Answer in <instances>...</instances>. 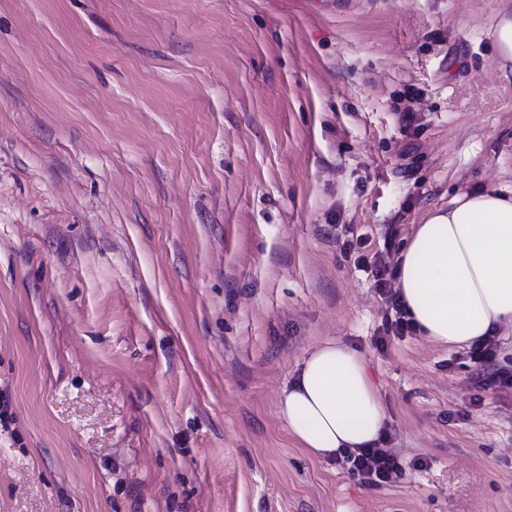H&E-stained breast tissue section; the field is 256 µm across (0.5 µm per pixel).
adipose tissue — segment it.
I'll list each match as a JSON object with an SVG mask.
<instances>
[{
    "label": "adipose tissue",
    "mask_w": 512,
    "mask_h": 512,
    "mask_svg": "<svg viewBox=\"0 0 512 512\" xmlns=\"http://www.w3.org/2000/svg\"><path fill=\"white\" fill-rule=\"evenodd\" d=\"M398 279L410 318L434 342L469 344L512 326V189L463 193L432 211L402 253ZM279 415L320 459L374 447L388 422L363 355L335 340L303 360Z\"/></svg>",
    "instance_id": "1"
}]
</instances>
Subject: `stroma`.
I'll return each instance as SVG.
<instances>
[{
  "label": "stroma",
  "instance_id": "stroma-1",
  "mask_svg": "<svg viewBox=\"0 0 512 512\" xmlns=\"http://www.w3.org/2000/svg\"><path fill=\"white\" fill-rule=\"evenodd\" d=\"M503 6L0 0V512H512V390L357 266L512 186ZM328 340L389 483L278 415ZM493 36L497 55L505 68L512 61V13L498 11L495 15Z\"/></svg>",
  "mask_w": 512,
  "mask_h": 512
}]
</instances>
